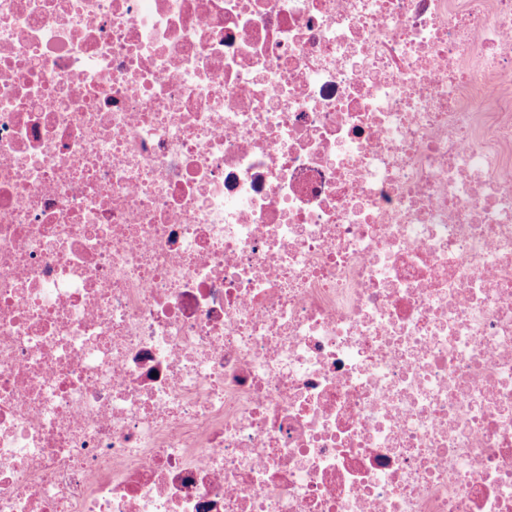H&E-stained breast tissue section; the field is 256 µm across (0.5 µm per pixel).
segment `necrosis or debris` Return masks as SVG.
<instances>
[{
    "label": "necrosis or debris",
    "mask_w": 512,
    "mask_h": 512,
    "mask_svg": "<svg viewBox=\"0 0 512 512\" xmlns=\"http://www.w3.org/2000/svg\"><path fill=\"white\" fill-rule=\"evenodd\" d=\"M0 512H512V0H0Z\"/></svg>",
    "instance_id": "obj_1"
}]
</instances>
